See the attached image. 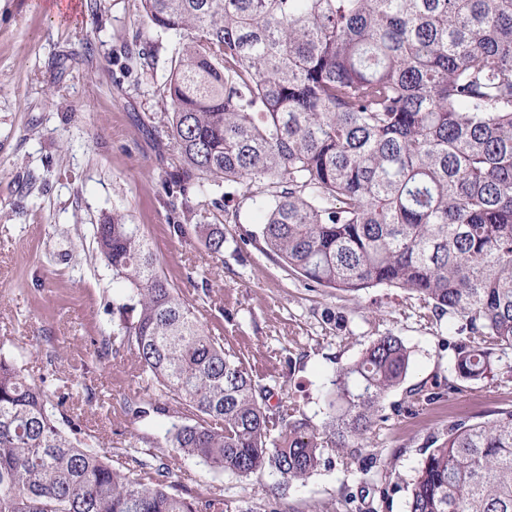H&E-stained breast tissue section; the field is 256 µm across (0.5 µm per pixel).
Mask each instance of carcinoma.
<instances>
[{"mask_svg":"<svg viewBox=\"0 0 512 512\" xmlns=\"http://www.w3.org/2000/svg\"><path fill=\"white\" fill-rule=\"evenodd\" d=\"M179 37L164 86L175 151L165 187L173 235L224 254L218 224H190L188 195L222 182L264 186L259 232L314 287L402 288L448 315V393L512 379V0H142ZM112 270V333L95 357L135 355L142 386L116 405L134 422L172 419L163 439L106 448L68 413L66 384L31 383L0 352V512H279L194 495L193 459L239 478L296 482L339 459L389 496L393 462L363 455L404 383L411 351L372 341L335 371L316 424L276 379L199 317L156 264L141 225L94 226ZM438 393L405 390L407 410ZM160 448L162 452L155 453ZM406 512H512V408L458 420L415 470Z\"/></svg>","mask_w":512,"mask_h":512,"instance_id":"cac0c4a2","label":"carcinoma"}]
</instances>
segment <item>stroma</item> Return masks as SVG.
I'll list each match as a JSON object with an SVG mask.
<instances>
[{"instance_id":"obj_1","label":"stroma","mask_w":512,"mask_h":512,"mask_svg":"<svg viewBox=\"0 0 512 512\" xmlns=\"http://www.w3.org/2000/svg\"><path fill=\"white\" fill-rule=\"evenodd\" d=\"M58 2L0 0V351L28 380L50 372L73 379L70 411L107 447L137 434L159 438L169 427L166 418L136 423L85 401L87 392L107 396L134 383L129 362L103 371L94 357L96 340L112 331V272L95 253L93 227L120 213L141 225L180 288L208 284L202 321L222 329L225 344L248 350L258 374L278 377L313 421L322 418L329 377L388 333L412 352L407 386L447 385L459 340L448 318L401 288L347 295L306 285L248 238L266 196L236 183L192 193L196 223L224 230L221 261L196 236H173L163 181L174 152L158 129L177 40L148 24L140 0H79L70 16L58 13ZM404 396H387L388 418L366 444L367 453L395 457L399 474L377 512H405L430 437L451 421L511 408L512 380L471 384L413 412ZM181 476L193 493L276 498L282 512L358 508L347 496L360 487L339 465L282 498L271 477L242 481L191 459Z\"/></svg>"}]
</instances>
